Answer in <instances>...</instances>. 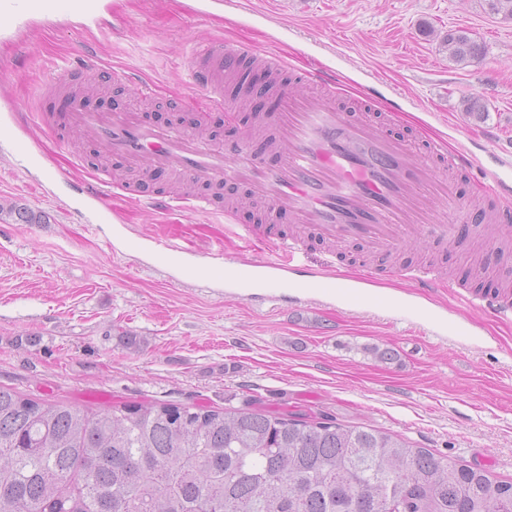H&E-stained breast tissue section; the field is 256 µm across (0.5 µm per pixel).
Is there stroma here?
<instances>
[{"instance_id":"stroma-1","label":"stroma","mask_w":512,"mask_h":512,"mask_svg":"<svg viewBox=\"0 0 512 512\" xmlns=\"http://www.w3.org/2000/svg\"><path fill=\"white\" fill-rule=\"evenodd\" d=\"M181 2L111 0L124 25L107 38L35 26L20 44L0 42V75L25 110L33 86L58 65L93 57L153 82L157 105L142 118L163 126L173 95L190 89L195 46L220 38L266 48L272 14L289 26L280 51L291 69L323 63L350 95L372 86L378 106L397 115L393 134L446 139L490 171L512 152V19L483 0H251L253 13L199 19L183 17ZM457 30L481 45L478 59L449 58L444 38ZM466 99L480 117L465 116ZM25 126L64 179H49L0 140V204L23 203L46 217L0 221L1 387L93 410L143 402L301 409L512 481V315L474 309L458 294L469 248L424 239L405 258L445 270L447 285L434 296L449 316L479 323L474 346L422 338L395 313L243 301L149 253L133 256L121 240L131 232L150 239L176 224L187 261L207 265L216 245L238 246L223 209L168 212L157 198L167 178L158 175L140 181L142 203H122L123 223H88L64 201L76 184L95 180L96 145L73 147V126L42 114ZM375 346L394 349L396 360L377 362L368 353Z\"/></svg>"}]
</instances>
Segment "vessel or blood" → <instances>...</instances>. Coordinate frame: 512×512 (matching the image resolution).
Returning <instances> with one entry per match:
<instances>
[{"mask_svg":"<svg viewBox=\"0 0 512 512\" xmlns=\"http://www.w3.org/2000/svg\"><path fill=\"white\" fill-rule=\"evenodd\" d=\"M218 7L242 14L248 12L249 0H183L181 10L194 18ZM110 10L109 0H0V40L20 42L32 22L53 23L62 17L88 33L102 34ZM243 57L273 76L287 67L282 55L259 52L246 43L227 47L220 41L206 42L191 61L193 80L204 95L177 94L176 105L199 121L208 113L226 111L224 66ZM294 79L295 86L276 88L282 112L260 115L251 129L221 146L146 124L133 111L103 115L79 105L70 119L103 152L144 174L161 169L174 179L203 185L228 178L242 181L266 201L273 218L288 217L319 241L354 243L386 259L420 238L448 244L472 235L469 224H422L421 217L433 202L420 190L439 178L451 183L466 177L482 223L512 224L511 163L490 174L476 157L449 151L446 141L423 144L392 136L391 113L337 107L344 87L324 66L299 71ZM255 141L265 143L276 158L274 164L263 165L254 156ZM79 194L92 223L110 221L112 210L99 187L82 184ZM234 233L261 250V258L228 255L223 264L202 267L178 259L172 245L154 256L163 264H176L182 275L205 274L211 285L242 300L261 295L271 301L384 312L399 305L409 323L422 327L425 335L451 336L465 345L479 339L474 323H462L433 305L430 294L443 285L434 269L385 267V276L413 283L395 297L381 288L369 290L375 275L369 267L353 277L336 276L328 264L310 270L304 262L303 239L279 235L267 224H238ZM470 304L483 311L512 313V297L501 293L473 294Z\"/></svg>","mask_w":512,"mask_h":512,"instance_id":"b4317fda","label":"vessel or blood"}]
</instances>
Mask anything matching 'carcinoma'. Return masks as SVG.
Wrapping results in <instances>:
<instances>
[{"label": "carcinoma", "mask_w": 512, "mask_h": 512, "mask_svg": "<svg viewBox=\"0 0 512 512\" xmlns=\"http://www.w3.org/2000/svg\"><path fill=\"white\" fill-rule=\"evenodd\" d=\"M448 56L474 60L464 31ZM234 96L267 82L227 76ZM17 224H43L25 204ZM0 512H512V481L381 430L294 412L164 403L93 412L0 387Z\"/></svg>", "instance_id": "cac0c4a2"}]
</instances>
